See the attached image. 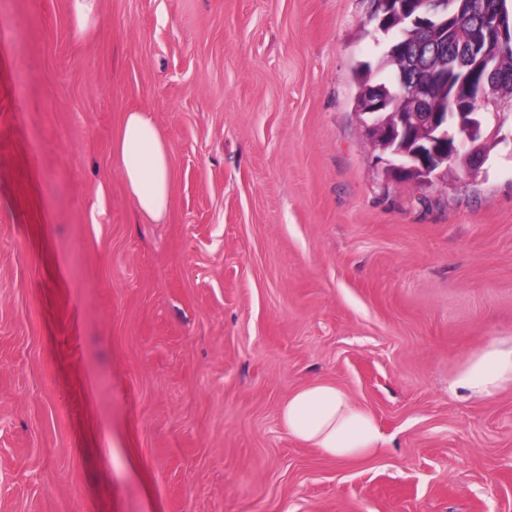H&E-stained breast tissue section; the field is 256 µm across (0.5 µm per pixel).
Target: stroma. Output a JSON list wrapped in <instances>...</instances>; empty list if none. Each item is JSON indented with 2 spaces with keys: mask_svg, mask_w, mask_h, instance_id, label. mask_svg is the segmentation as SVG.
Here are the masks:
<instances>
[{
  "mask_svg": "<svg viewBox=\"0 0 512 512\" xmlns=\"http://www.w3.org/2000/svg\"><path fill=\"white\" fill-rule=\"evenodd\" d=\"M0 0V512H512V150L391 180L355 112L371 0ZM167 132L166 219L112 143ZM316 381L387 443L335 460L278 408ZM96 0H73L72 11L76 32L82 34L98 21ZM112 151L139 215L161 222L172 199V152L168 135L150 110L124 112ZM512 384V340L481 345L464 362L449 384L454 394L487 399Z\"/></svg>",
  "mask_w": 512,
  "mask_h": 512,
  "instance_id": "stroma-1",
  "label": "stroma"
}]
</instances>
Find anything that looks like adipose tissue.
Masks as SVG:
<instances>
[{
    "label": "adipose tissue",
    "mask_w": 512,
    "mask_h": 512,
    "mask_svg": "<svg viewBox=\"0 0 512 512\" xmlns=\"http://www.w3.org/2000/svg\"><path fill=\"white\" fill-rule=\"evenodd\" d=\"M112 151L139 215L151 223L161 222L172 199V152L168 135L150 110L124 113ZM510 383L512 340H492L468 357L449 389L487 399ZM279 418L291 437L334 459L366 458L385 442L376 418L327 382L293 391L280 406Z\"/></svg>",
    "instance_id": "adipose-tissue-1"
}]
</instances>
